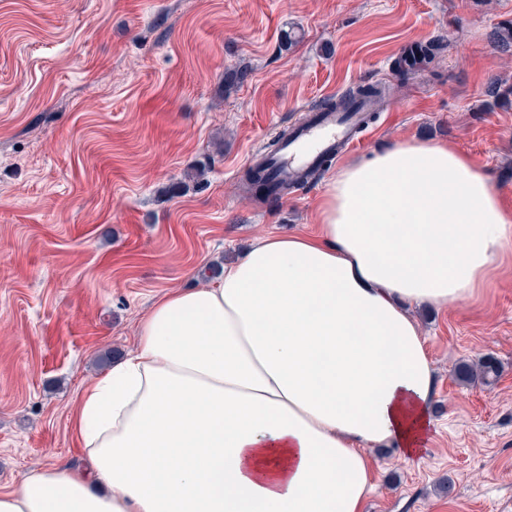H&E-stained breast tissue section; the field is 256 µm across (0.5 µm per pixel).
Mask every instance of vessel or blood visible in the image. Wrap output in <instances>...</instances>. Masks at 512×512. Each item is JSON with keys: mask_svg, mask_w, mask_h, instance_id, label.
<instances>
[{"mask_svg": "<svg viewBox=\"0 0 512 512\" xmlns=\"http://www.w3.org/2000/svg\"><path fill=\"white\" fill-rule=\"evenodd\" d=\"M373 109V103L357 102L339 111L312 112L290 130L274 155L262 156L261 161L276 180L298 179L319 166L324 158L345 153Z\"/></svg>", "mask_w": 512, "mask_h": 512, "instance_id": "b4317fda", "label": "vessel or blood"}]
</instances>
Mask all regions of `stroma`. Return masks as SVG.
Masks as SVG:
<instances>
[{"mask_svg": "<svg viewBox=\"0 0 512 512\" xmlns=\"http://www.w3.org/2000/svg\"><path fill=\"white\" fill-rule=\"evenodd\" d=\"M506 28L512 0H0V490L83 467L72 404L134 350L156 296L257 236L314 231L343 164L445 142L512 210V106L491 93L512 84ZM438 38L401 76L407 50ZM368 82L390 94L356 148L277 201L245 192L279 129ZM205 158L202 186L165 195ZM412 313L438 374L434 426L415 457L374 452L364 512H512V247L473 297ZM486 356L496 381L456 380Z\"/></svg>", "mask_w": 512, "mask_h": 512, "instance_id": "35a3bbf8", "label": "stroma"}]
</instances>
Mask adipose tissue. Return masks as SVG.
<instances>
[{
	"label": "adipose tissue",
	"instance_id": "adipose-tissue-1",
	"mask_svg": "<svg viewBox=\"0 0 512 512\" xmlns=\"http://www.w3.org/2000/svg\"><path fill=\"white\" fill-rule=\"evenodd\" d=\"M511 246L512 210L448 144L343 167L316 233L157 297L74 404L87 468L27 470L0 512H363L371 450L413 456L432 425L411 308L472 295Z\"/></svg>",
	"mask_w": 512,
	"mask_h": 512
}]
</instances>
